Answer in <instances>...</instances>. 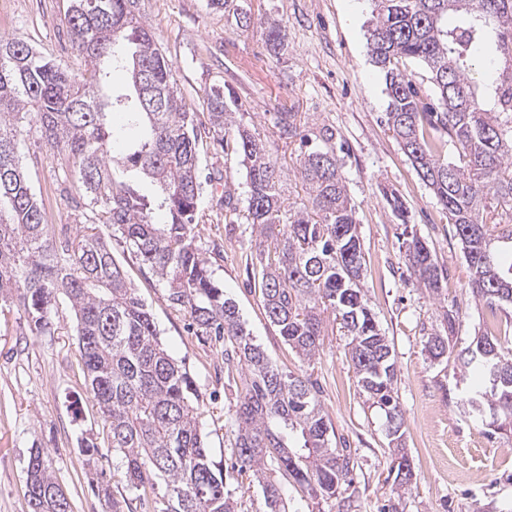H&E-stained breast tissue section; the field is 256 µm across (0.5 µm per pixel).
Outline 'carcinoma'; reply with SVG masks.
<instances>
[{
	"label": "carcinoma",
	"mask_w": 512,
	"mask_h": 512,
	"mask_svg": "<svg viewBox=\"0 0 512 512\" xmlns=\"http://www.w3.org/2000/svg\"><path fill=\"white\" fill-rule=\"evenodd\" d=\"M138 0H71V49L80 72L59 67L20 39L0 38V304L18 303L31 331L50 329L66 300L78 323L79 353L90 394L121 459L127 487L142 490L144 512H235L224 494V462L215 461L201 421L199 394L186 366L163 347L153 315L127 282L108 238L120 233L128 250L164 283L167 301L186 310L207 336L228 341L227 357L246 367L237 402V476L264 488L271 512L285 507L265 462L314 499H331L352 482L354 462L332 441V422L307 378L283 372L250 336L232 301L211 277L195 239L200 189L192 108L173 80L172 64L135 12ZM234 0H209L232 12L246 30L251 15ZM369 32L372 60L385 75L386 124L453 226L470 270L474 298L491 311L512 308V0H375ZM129 67L131 91L105 92L104 63ZM425 72L435 102H427L408 71ZM203 103L216 141L239 104L224 88ZM123 114L135 135L113 152L108 117ZM277 137L300 135L296 112L277 113ZM74 160L95 222L56 243L21 155L31 131ZM440 133L430 137L427 131ZM333 133L324 146L297 158L304 197L288 203L275 142L235 126V150L248 182L246 219L257 233L260 293L270 321L302 359L322 346L326 311L347 336L362 392L385 415L388 435L401 440L396 362L369 308L360 280L365 267ZM457 152L454 162L444 152ZM148 179L160 189L154 222L150 204L134 188ZM404 260L434 293L441 269L427 241L402 242ZM458 311L424 348L434 359L453 353ZM479 383L458 401L475 420L490 415L486 434L512 436V334L487 328L456 353ZM399 485L411 477L397 449ZM29 512H72L55 498L57 482L40 449L27 464Z\"/></svg>",
	"instance_id": "1"
}]
</instances>
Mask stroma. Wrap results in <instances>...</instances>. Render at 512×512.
I'll use <instances>...</instances> for the list:
<instances>
[{"instance_id":"1","label":"stroma","mask_w":512,"mask_h":512,"mask_svg":"<svg viewBox=\"0 0 512 512\" xmlns=\"http://www.w3.org/2000/svg\"><path fill=\"white\" fill-rule=\"evenodd\" d=\"M240 5L254 19L245 31L207 0L138 4L173 65L179 91L195 111L196 152L205 177L197 199V245L214 279L269 358L319 386L337 443L347 446L355 461L347 490L351 512H512V438H489L482 423L460 413L459 363L431 360L424 349L446 310H459L453 339L459 349L483 330L490 311L473 300L469 271L448 220L386 126L385 78L367 45L373 0H240ZM7 6L0 38L22 39L59 66L75 67L67 22L70 0H7ZM271 20L285 30L276 52L266 47ZM216 85L233 92L252 130L275 140L290 197L301 191L299 148L276 141L277 113H299L314 142H321L324 131L334 134L365 257L366 300L395 355L402 440L414 473L409 485L389 478L392 445L385 418L357 385L347 337L328 323L318 355L304 361L266 315L248 264L256 234L244 217L246 170L234 144L222 147L215 141L202 101ZM22 165L49 223L72 231L86 224L88 201L72 161L34 132ZM228 190L237 206L230 217L218 204ZM391 190L401 197L407 221L389 206L385 194ZM406 229L428 242L443 269L440 294L420 286L407 269L401 250ZM112 252L149 306L162 343L192 374L203 419L215 424L209 436L214 456L230 461L237 392L225 382L228 375H241V367L227 368L222 345L194 336L189 314L169 307L165 288L120 239H113ZM87 440L104 452L94 468L82 452ZM35 445L73 512H112L111 504L91 489L102 475L127 512H138V493L126 487L119 459L108 451L106 426L80 364L75 315L66 305L51 332L39 335L31 334L18 305L0 307V512H28L27 462Z\"/></svg>"}]
</instances>
